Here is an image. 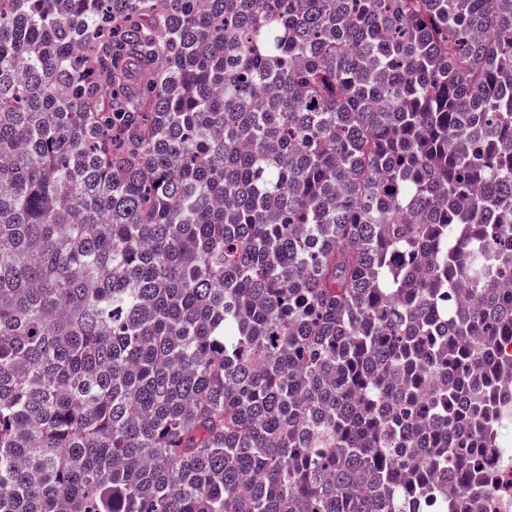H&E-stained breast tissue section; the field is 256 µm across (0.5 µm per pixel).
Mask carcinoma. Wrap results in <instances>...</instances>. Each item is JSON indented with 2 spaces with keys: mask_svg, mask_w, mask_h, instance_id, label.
I'll list each match as a JSON object with an SVG mask.
<instances>
[{
  "mask_svg": "<svg viewBox=\"0 0 512 512\" xmlns=\"http://www.w3.org/2000/svg\"><path fill=\"white\" fill-rule=\"evenodd\" d=\"M506 372L512 0H0V512H478Z\"/></svg>",
  "mask_w": 512,
  "mask_h": 512,
  "instance_id": "1",
  "label": "carcinoma"
}]
</instances>
